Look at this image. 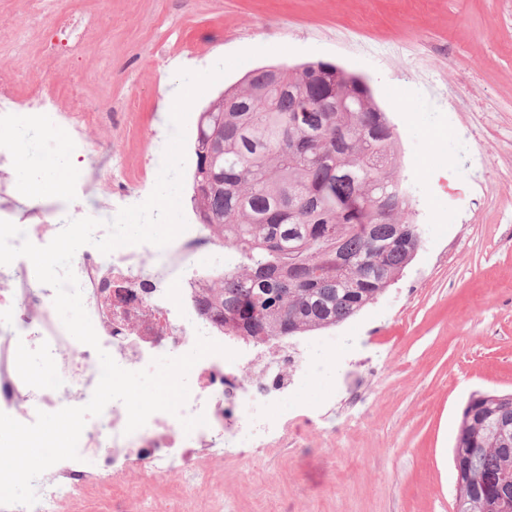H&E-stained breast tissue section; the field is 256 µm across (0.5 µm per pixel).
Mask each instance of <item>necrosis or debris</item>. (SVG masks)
I'll return each instance as SVG.
<instances>
[{
    "label": "necrosis or debris",
    "instance_id": "necrosis-or-debris-1",
    "mask_svg": "<svg viewBox=\"0 0 512 512\" xmlns=\"http://www.w3.org/2000/svg\"><path fill=\"white\" fill-rule=\"evenodd\" d=\"M92 31L89 25L75 26L64 41L46 49L51 61L66 54L73 66L69 85L50 81L25 97L11 66L0 65V125L14 122L20 112L38 126L49 111L57 126L73 132L81 153L97 151L86 133L111 127L112 116L88 107L79 89L84 44ZM13 162V155L0 149V220L22 228L35 245H47L74 213L49 200L20 196L8 179ZM239 262L237 253L209 242L203 224L188 225L162 248L125 245L106 255L95 246H82L72 267L101 344L97 350L67 332L53 305V288L38 281L27 258L0 265V412L22 423H33L40 410L88 403L99 381L102 350L131 371L151 368L158 357L188 353L200 333L237 354L232 361L212 354L192 367L190 396L180 416L154 413L128 435L124 404L110 402L101 415L88 418L78 459L60 461L36 479L38 502L0 512H60L64 507L122 512L127 498L122 465L155 480L176 478L190 495L210 479L199 456L224 446L264 453L287 443L288 417L305 402L298 382L315 369V362L284 348L225 335L201 314L194 298L203 268L220 272ZM199 414L205 424L185 431L181 417Z\"/></svg>",
    "mask_w": 512,
    "mask_h": 512
}]
</instances>
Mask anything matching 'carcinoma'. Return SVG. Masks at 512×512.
<instances>
[{"label":"carcinoma","mask_w":512,"mask_h":512,"mask_svg":"<svg viewBox=\"0 0 512 512\" xmlns=\"http://www.w3.org/2000/svg\"><path fill=\"white\" fill-rule=\"evenodd\" d=\"M197 128L223 190L193 198L210 237L241 255L199 304L239 336L335 326L374 301L421 245L396 137L369 84L308 64L257 69ZM512 397L483 392L462 414L457 512H512Z\"/></svg>","instance_id":"1"}]
</instances>
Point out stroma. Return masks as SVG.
<instances>
[{
    "label": "stroma",
    "mask_w": 512,
    "mask_h": 512,
    "mask_svg": "<svg viewBox=\"0 0 512 512\" xmlns=\"http://www.w3.org/2000/svg\"><path fill=\"white\" fill-rule=\"evenodd\" d=\"M99 21L84 55L89 106L128 112L98 130L153 191L171 125L175 63L202 72L256 55L208 88L186 121L193 169L200 112L253 69L330 62L362 76L395 127L422 245L356 316L296 337L342 350L305 385L324 419L289 424L288 444L235 449L208 485L159 502L188 512H456L453 448L477 392H512V0H0V43L24 92L43 82L42 45L64 13Z\"/></svg>",
    "instance_id": "35a3bbf8"
}]
</instances>
